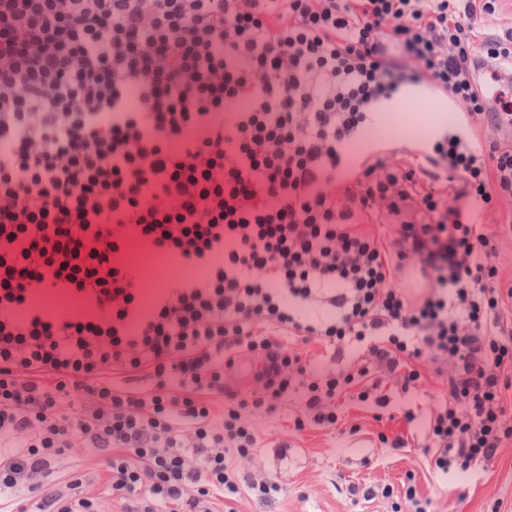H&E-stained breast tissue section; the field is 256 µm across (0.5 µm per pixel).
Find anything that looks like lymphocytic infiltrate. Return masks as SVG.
I'll return each instance as SVG.
<instances>
[{
	"instance_id": "f902f5d3",
	"label": "lymphocytic infiltrate",
	"mask_w": 512,
	"mask_h": 512,
	"mask_svg": "<svg viewBox=\"0 0 512 512\" xmlns=\"http://www.w3.org/2000/svg\"><path fill=\"white\" fill-rule=\"evenodd\" d=\"M500 0H0V512H98L42 476L82 440L111 451L127 512H211L279 481L231 457L248 416L293 390L294 427L337 398L388 404L373 365L450 366L422 453L463 479L512 443V287L479 212L512 199V141L478 142L473 64ZM448 98L463 132L424 165L352 142L404 80ZM399 218L392 239L366 232ZM139 241L191 284L144 305L120 263ZM419 266V302L396 275ZM56 290L87 313L40 302ZM358 356L313 374L285 339ZM262 364L248 393L224 383ZM224 400L221 424L212 399Z\"/></svg>"
}]
</instances>
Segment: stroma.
I'll return each instance as SVG.
<instances>
[{"label":"stroma","mask_w":512,"mask_h":512,"mask_svg":"<svg viewBox=\"0 0 512 512\" xmlns=\"http://www.w3.org/2000/svg\"><path fill=\"white\" fill-rule=\"evenodd\" d=\"M419 389L403 391L400 383L385 380L383 393L389 404L382 420H375L373 404L359 402L353 394L336 401V428L311 427L298 432L294 419L301 411L298 399L284 402L270 416L256 415L258 449L236 460L244 473L278 479L282 491L261 499L243 491L234 502L235 512H391V503L402 500L408 482L430 499L432 512H512V444H506L466 482L438 485L421 455L428 415L437 410L446 390V375L423 365ZM415 416L406 423L405 412ZM403 436L406 447L392 448L379 434ZM110 451L72 448L52 463L47 480L62 497L73 494L67 477L78 472L83 496L95 500L100 512H123L121 502L109 491ZM389 486L392 498L363 499L365 486Z\"/></svg>","instance_id":"1"}]
</instances>
